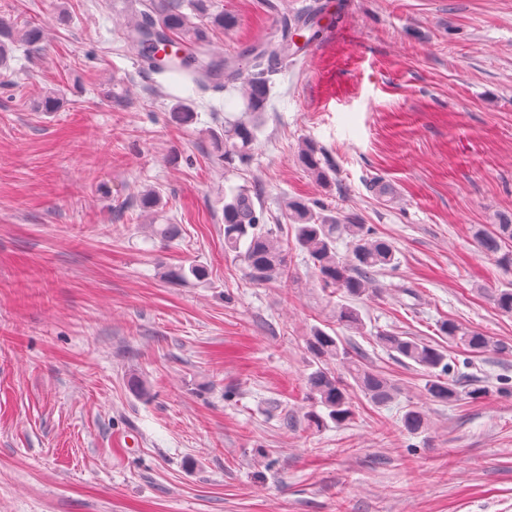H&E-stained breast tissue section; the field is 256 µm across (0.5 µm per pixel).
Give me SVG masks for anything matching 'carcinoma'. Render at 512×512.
Here are the masks:
<instances>
[{"label":"carcinoma","instance_id":"cac0c4a2","mask_svg":"<svg viewBox=\"0 0 512 512\" xmlns=\"http://www.w3.org/2000/svg\"><path fill=\"white\" fill-rule=\"evenodd\" d=\"M124 8L129 15V25L122 30L123 41L140 51L153 74L168 79L176 76L188 79L201 96L213 87L235 86L234 62L211 52L210 31L230 28L236 20L221 11H212L211 0H126ZM44 40L43 26L19 28L13 21L0 17V69L7 67L14 43L39 50ZM288 47L290 43L285 38L259 51L245 49L254 68V73L245 76L243 81L248 117L224 120L223 135L216 143L224 149L225 160H245L250 156L257 140L260 116L267 111L270 102V86L265 74L278 63L279 56L287 52ZM170 112L177 124L193 120V109L181 99L175 100ZM300 161L321 182L331 183L322 166L321 150L314 143L305 142ZM286 208L293 223L294 246L307 254L323 288L358 298L368 292L373 276L395 266L394 245L366 225L346 224L324 206L313 208L301 199L287 202ZM342 238L348 240L344 255L336 248V242ZM477 238L484 256L512 268V217L505 216L499 223L479 230ZM224 247L235 254L248 278L256 284L288 277V252L274 229L262 223L247 192L234 191L224 200ZM493 302L499 311L511 315L512 285L497 289ZM336 323L355 332L364 329L359 311L346 304L336 308ZM438 328L441 335L470 354L496 348L492 337L464 328L450 319L441 321ZM376 341L385 350L396 353L398 359L407 360L420 369L425 380L423 393L431 402L450 405L463 396L478 400L488 394L485 388L462 386L452 375L448 351L437 345L393 332L377 334ZM306 348L315 366L306 377L307 398L313 404V410L306 414L308 426L319 429L328 420L338 425L349 423L354 417L351 396L354 388L378 406L396 397L393 380L369 368L342 337L315 327L306 338ZM318 407L323 408L325 414L318 413ZM401 423L410 435L422 434L428 428L427 415L420 406L413 404L404 407Z\"/></svg>","mask_w":512,"mask_h":512}]
</instances>
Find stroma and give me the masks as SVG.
<instances>
[{"label":"stroma","mask_w":512,"mask_h":512,"mask_svg":"<svg viewBox=\"0 0 512 512\" xmlns=\"http://www.w3.org/2000/svg\"><path fill=\"white\" fill-rule=\"evenodd\" d=\"M285 4L328 26L271 74L251 157L228 164L212 137L242 116L241 92L199 96L139 66L121 0H0L47 27L0 70V512H512V393L498 392L512 316L491 298L512 270L475 238L512 216V0ZM213 5L236 24L211 40L242 69L243 46L281 34L265 0ZM45 91L60 111L39 109ZM177 97L192 123L171 121ZM306 141L330 186L300 163ZM150 188L161 203L145 212ZM237 188L280 237L302 199L393 243L397 266L356 302L363 334L343 335L400 385L394 402L357 392L351 423L308 428L305 339L340 332L333 306L301 251L287 281L259 285L225 254ZM191 264L208 278H167ZM446 318L497 343L448 350L487 397L422 401L419 369L374 342L436 344ZM411 402L429 419L419 436L400 422Z\"/></svg>","instance_id":"35a3bbf8"}]
</instances>
